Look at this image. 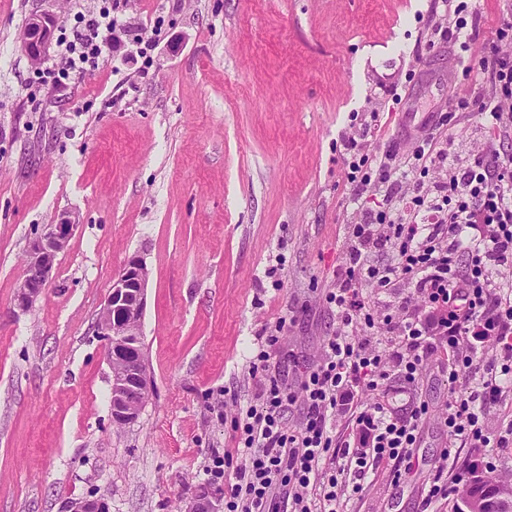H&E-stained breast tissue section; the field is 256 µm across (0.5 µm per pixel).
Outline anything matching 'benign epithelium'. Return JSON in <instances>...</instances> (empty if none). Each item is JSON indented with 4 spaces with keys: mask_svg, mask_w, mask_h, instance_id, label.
Listing matches in <instances>:
<instances>
[{
    "mask_svg": "<svg viewBox=\"0 0 512 512\" xmlns=\"http://www.w3.org/2000/svg\"><path fill=\"white\" fill-rule=\"evenodd\" d=\"M57 22L58 16L51 13L31 17L21 41L32 59L45 56ZM77 228L69 218L61 217L29 241L24 275L14 297L19 309L31 307L42 297L53 277L57 256L67 248ZM148 280L145 262L138 256L129 258L113 279L97 320L105 340L104 357L111 370V418L118 427L136 421L150 391L141 333ZM223 507L217 494L202 491L196 494L188 512H221ZM460 507L462 512H512V493L492 491L477 468L472 474L471 494ZM65 512H109V507L102 498L82 499L68 505Z\"/></svg>",
    "mask_w": 512,
    "mask_h": 512,
    "instance_id": "7a95c632",
    "label": "benign epithelium"
}]
</instances>
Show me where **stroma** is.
I'll return each mask as SVG.
<instances>
[{"label":"stroma","instance_id":"obj_1","mask_svg":"<svg viewBox=\"0 0 512 512\" xmlns=\"http://www.w3.org/2000/svg\"><path fill=\"white\" fill-rule=\"evenodd\" d=\"M99 0H0V512H64L101 497L110 512H185L212 480L213 456L269 378L297 386L336 330L325 295L345 264L355 214L342 139L376 123L369 149L403 163L405 89L448 71L440 0H128L136 27L160 16L154 65L132 43L67 89L37 78L20 34L31 15L97 10ZM416 104L471 146L478 113L446 86ZM66 215L77 224L32 308L14 293L28 242ZM150 271L142 333L149 398L113 426L111 370L97 328L128 258ZM279 341L265 366L252 358ZM429 405L415 469L391 483L381 464L339 512H452L470 463L512 481V447L440 451L448 381L428 363ZM448 496L423 509L434 475Z\"/></svg>","mask_w":512,"mask_h":512}]
</instances>
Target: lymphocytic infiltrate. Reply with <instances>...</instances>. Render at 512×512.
Returning a JSON list of instances; mask_svg holds the SVG:
<instances>
[{
  "instance_id": "obj_1",
  "label": "lymphocytic infiltrate",
  "mask_w": 512,
  "mask_h": 512,
  "mask_svg": "<svg viewBox=\"0 0 512 512\" xmlns=\"http://www.w3.org/2000/svg\"><path fill=\"white\" fill-rule=\"evenodd\" d=\"M126 2L102 0L96 11L76 12L71 37L57 41L63 61L58 80L73 72L93 74L118 31L140 44V73L148 75L153 43L126 25ZM444 7L452 18L448 38L473 75L457 102L489 115L477 135L479 146L460 148L435 129L414 138L403 168L396 169L390 156L368 152L367 134L344 139L358 219L349 230L346 267L325 296L336 310V332L301 382L304 412L298 429L285 422L292 395L275 382L239 420L236 443L244 463L230 486L226 512H337L338 476H348L354 490H362L382 461L393 462V478L401 480L413 468L428 407L416 401L405 411L382 402L362 408L355 388L395 379L402 391L415 390L421 366L438 346L446 350L441 370L450 388L441 418L448 435L443 456L460 442L512 443V424L494 438L484 425L486 412L506 406L512 393V285L497 278L499 268L512 266V154L496 147L512 139V55L500 48L512 17L493 23L477 49L468 30L477 0H445ZM417 170L439 177L425 186L411 179ZM364 282L384 298L410 289L392 326L397 338L382 346L352 336L355 327L375 326L360 288ZM466 338L493 340L492 359L483 364L476 354L462 353ZM339 414L352 418L360 433L357 444L333 439ZM312 487L319 490L315 510L307 499Z\"/></svg>"
}]
</instances>
